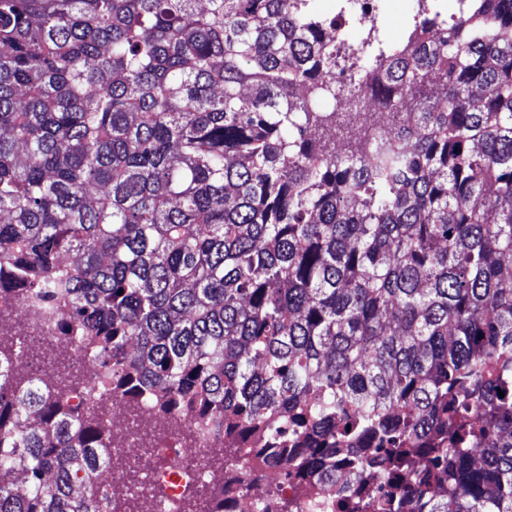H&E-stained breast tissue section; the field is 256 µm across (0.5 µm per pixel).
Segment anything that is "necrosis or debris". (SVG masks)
<instances>
[{"mask_svg": "<svg viewBox=\"0 0 512 512\" xmlns=\"http://www.w3.org/2000/svg\"><path fill=\"white\" fill-rule=\"evenodd\" d=\"M5 322L20 323L28 338L67 347L80 369L70 404L85 411L89 390L104 382L94 357L64 338L58 324L47 320L27 296L0 291V324ZM112 445L121 449L128 467L144 476L142 484L126 490L131 501L143 504L144 512H192L184 494L189 487L205 490L208 497L223 503L222 512H277L279 497L298 493L295 485L281 482L273 471L241 462L213 473L205 462L225 447V438L201 440L186 416L146 402L127 411L124 426L112 435Z\"/></svg>", "mask_w": 512, "mask_h": 512, "instance_id": "1", "label": "necrosis or debris"}]
</instances>
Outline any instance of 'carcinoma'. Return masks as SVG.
Listing matches in <instances>:
<instances>
[{
	"mask_svg": "<svg viewBox=\"0 0 512 512\" xmlns=\"http://www.w3.org/2000/svg\"><path fill=\"white\" fill-rule=\"evenodd\" d=\"M316 2L0 0V288L313 503L344 461L380 492L337 512H512V0L369 30L368 94ZM23 354L0 512H115L111 435Z\"/></svg>",
	"mask_w": 512,
	"mask_h": 512,
	"instance_id": "obj_1",
	"label": "carcinoma"
}]
</instances>
